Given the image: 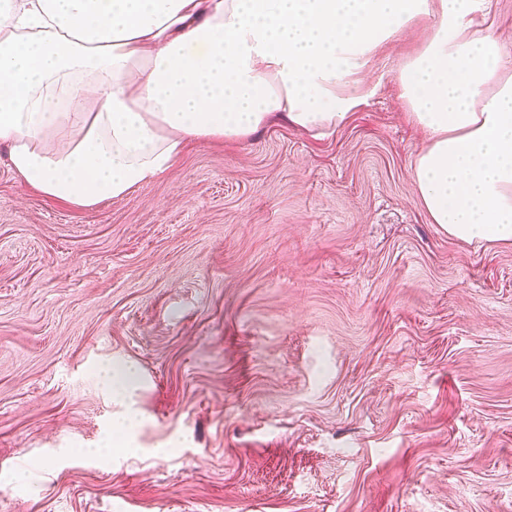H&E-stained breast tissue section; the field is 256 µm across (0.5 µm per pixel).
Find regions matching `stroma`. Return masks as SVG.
<instances>
[{
  "label": "stroma",
  "instance_id": "1",
  "mask_svg": "<svg viewBox=\"0 0 512 512\" xmlns=\"http://www.w3.org/2000/svg\"><path fill=\"white\" fill-rule=\"evenodd\" d=\"M430 28L336 130L194 140L91 208L0 158V512H512V243L419 200Z\"/></svg>",
  "mask_w": 512,
  "mask_h": 512
}]
</instances>
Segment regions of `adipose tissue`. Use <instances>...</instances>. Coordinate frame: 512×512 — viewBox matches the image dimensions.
<instances>
[{
	"instance_id": "1",
	"label": "adipose tissue",
	"mask_w": 512,
	"mask_h": 512,
	"mask_svg": "<svg viewBox=\"0 0 512 512\" xmlns=\"http://www.w3.org/2000/svg\"><path fill=\"white\" fill-rule=\"evenodd\" d=\"M486 0H0V153L44 196L90 208L172 169L189 141L336 129L357 77L421 19L398 80L427 135L412 163L432 223L512 242V53Z\"/></svg>"
}]
</instances>
